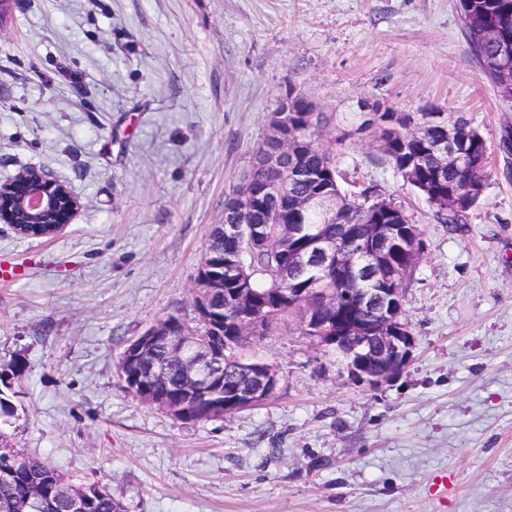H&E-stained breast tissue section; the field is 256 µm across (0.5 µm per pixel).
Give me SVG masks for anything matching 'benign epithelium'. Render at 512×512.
I'll return each mask as SVG.
<instances>
[{"label":"benign epithelium","instance_id":"benign-epithelium-1","mask_svg":"<svg viewBox=\"0 0 512 512\" xmlns=\"http://www.w3.org/2000/svg\"><path fill=\"white\" fill-rule=\"evenodd\" d=\"M487 41L494 45L495 54L491 65L505 71L512 65V39L503 37L489 26L485 28ZM299 92L291 89L282 95L266 123L264 139L271 145L254 157L251 169L268 174L260 196L270 203H279L287 189V173L295 180H313L315 176L298 168L288 160V113L295 111ZM360 108L377 118L384 112H392L389 104L364 98ZM443 163L464 167L475 163L474 151L460 142V136L448 128V145L442 150ZM249 178L238 186V193L230 203L234 215L227 226L231 235L242 241L261 238L260 228L251 223L252 194L248 191ZM484 191V185L473 184L454 192L450 200H465L468 208L476 206ZM0 223L9 224L21 236L29 237L27 225L49 224L47 236H57L71 223L82 203L68 187L54 179L47 171L30 168L17 174L10 182L0 185ZM318 209L323 218L336 214V197L319 200L315 197L299 202L302 213ZM399 225L384 228H365L360 244L376 239L385 245L411 257L410 269H415L423 254V242L419 234L397 237ZM287 264H301L317 271L309 287L288 294V306L297 310L304 335L318 349L343 358L347 373L355 380L371 387L390 381L404 369L412 358L415 338L408 323L403 320L402 289L374 288L361 301L348 305L352 298L346 288L349 274L357 271L356 255L352 249L336 239L325 236L315 224L309 226L302 247L288 253ZM222 284L214 275H201L195 283L194 310L199 321L211 319L210 296ZM231 303L240 314L236 324L239 335L224 337V347L200 340L195 327L182 320H172L163 329L149 327L128 347L125 368L127 391L168 415L183 419L187 416L186 403L170 400L158 392L159 375L150 362L151 348L159 337H164L172 354L189 359L193 374L187 387V397L199 393L211 400L212 416L220 419L237 411L259 405L276 392L279 385L277 371L272 365L257 358H239L240 371L250 380L249 385L232 384L225 387L224 398L216 399L215 378L211 370L233 352L245 347V342L263 332L266 327L265 305L246 289L233 293Z\"/></svg>","mask_w":512,"mask_h":512}]
</instances>
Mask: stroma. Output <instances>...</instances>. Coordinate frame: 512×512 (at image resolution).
Here are the masks:
<instances>
[{"mask_svg": "<svg viewBox=\"0 0 512 512\" xmlns=\"http://www.w3.org/2000/svg\"><path fill=\"white\" fill-rule=\"evenodd\" d=\"M297 88L346 190L421 230L406 282L413 358L372 389L288 316L249 354L265 403L180 421L129 394L127 346L194 315V279L266 120ZM370 96L464 117L489 147L481 200L440 223L358 131ZM512 132L458 0H7L0 183L42 167L82 207L61 235L0 223V370L15 447L126 512H512ZM448 492L432 493L439 476Z\"/></svg>", "mask_w": 512, "mask_h": 512, "instance_id": "obj_1", "label": "stroma"}]
</instances>
